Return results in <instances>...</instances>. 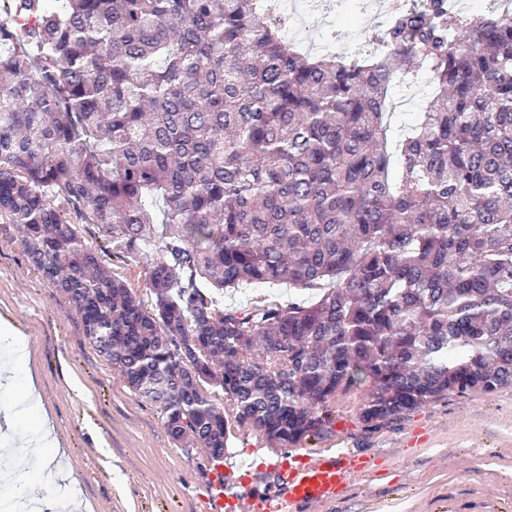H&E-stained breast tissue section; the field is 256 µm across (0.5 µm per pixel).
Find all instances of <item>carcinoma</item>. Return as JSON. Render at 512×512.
I'll return each instance as SVG.
<instances>
[{
    "label": "carcinoma",
    "instance_id": "1",
    "mask_svg": "<svg viewBox=\"0 0 512 512\" xmlns=\"http://www.w3.org/2000/svg\"><path fill=\"white\" fill-rule=\"evenodd\" d=\"M17 10L34 19L0 25V219L175 441L222 463L227 409L296 448L352 389L382 427L512 383V12L405 4L347 59L286 41L265 0ZM423 68L395 177L388 92ZM70 209L121 254L156 243L151 308ZM200 279L324 293L222 309Z\"/></svg>",
    "mask_w": 512,
    "mask_h": 512
}]
</instances>
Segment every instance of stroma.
<instances>
[{"label": "stroma", "instance_id": "obj_1", "mask_svg": "<svg viewBox=\"0 0 512 512\" xmlns=\"http://www.w3.org/2000/svg\"><path fill=\"white\" fill-rule=\"evenodd\" d=\"M391 0H273L289 12L284 35L317 55L360 58L386 21ZM430 90L427 72L395 80L389 93L390 141L413 125ZM155 245L113 259V276L144 305L154 296L147 272ZM268 298L311 303L317 291L253 285L218 294L221 307ZM0 316L32 352V373L60 440L58 479L35 486L46 499L72 489L79 512H208L203 501L210 467L204 449L170 438L159 408L139 398L87 341L80 314L28 261L15 225L0 223ZM363 397L352 392L333 406L332 434L302 451L344 448L368 469L351 478L335 501L303 512H512V384L491 394L451 392L393 424L372 428L360 418ZM281 449L249 427L228 423L224 467H265Z\"/></svg>", "mask_w": 512, "mask_h": 512}]
</instances>
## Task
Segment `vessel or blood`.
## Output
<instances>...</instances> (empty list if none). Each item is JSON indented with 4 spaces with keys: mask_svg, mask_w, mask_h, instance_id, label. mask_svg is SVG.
I'll return each mask as SVG.
<instances>
[{
    "mask_svg": "<svg viewBox=\"0 0 512 512\" xmlns=\"http://www.w3.org/2000/svg\"><path fill=\"white\" fill-rule=\"evenodd\" d=\"M365 461L350 452L290 453L269 468L244 471L227 483L215 466L207 488L209 512H299L311 503H328L364 470Z\"/></svg>",
    "mask_w": 512,
    "mask_h": 512,
    "instance_id": "b4317fda",
    "label": "vessel or blood"
}]
</instances>
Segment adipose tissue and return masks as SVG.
Listing matches in <instances>:
<instances>
[{
	"instance_id": "1",
	"label": "adipose tissue",
	"mask_w": 512,
	"mask_h": 512,
	"mask_svg": "<svg viewBox=\"0 0 512 512\" xmlns=\"http://www.w3.org/2000/svg\"><path fill=\"white\" fill-rule=\"evenodd\" d=\"M0 350L9 358L0 364V446L8 454H25L51 445L48 419H40L28 437L17 438L16 427L38 404L35 383L29 375V351L18 331L0 321Z\"/></svg>"
}]
</instances>
